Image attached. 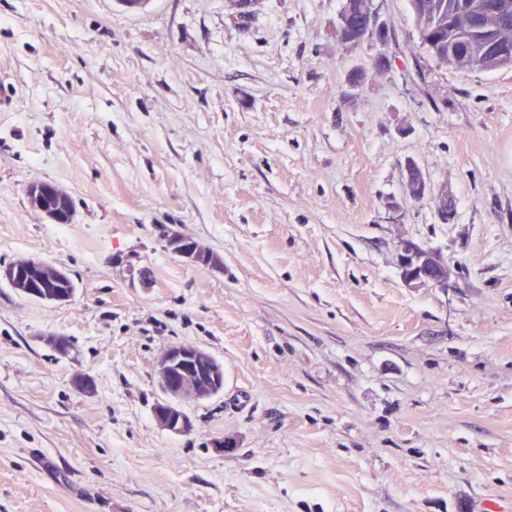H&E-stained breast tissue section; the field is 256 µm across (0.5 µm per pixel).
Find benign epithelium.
<instances>
[{
  "mask_svg": "<svg viewBox=\"0 0 512 512\" xmlns=\"http://www.w3.org/2000/svg\"><path fill=\"white\" fill-rule=\"evenodd\" d=\"M351 13V5L347 2L336 21V36L344 44L376 37L388 30V25L375 14L366 21L363 29H352L348 25ZM408 180L413 198H423L428 191V183L414 163L408 164ZM27 194L35 202L37 210L52 223L70 222L71 210L46 212L42 207L43 198L54 196L65 199L68 197L66 191L48 182H34L27 187ZM167 246L190 263L220 266L219 259L211 251L178 234L168 238ZM402 275L405 282L414 288L423 285L446 288L451 267L435 253L405 243L402 245ZM66 276L64 270L53 264L28 259L17 260L0 270V278L7 281L10 287L29 299L45 304L69 300L68 296L47 288L49 283ZM156 373L167 399L155 405L153 417L161 429L174 434L186 433L191 429L190 418L181 401L205 400L224 388V365L204 349L192 344H181L165 350L158 359Z\"/></svg>",
  "mask_w": 512,
  "mask_h": 512,
  "instance_id": "7a95c632",
  "label": "benign epithelium"
}]
</instances>
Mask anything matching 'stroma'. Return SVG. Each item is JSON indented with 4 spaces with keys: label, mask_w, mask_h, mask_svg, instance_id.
<instances>
[{
    "label": "stroma",
    "mask_w": 512,
    "mask_h": 512,
    "mask_svg": "<svg viewBox=\"0 0 512 512\" xmlns=\"http://www.w3.org/2000/svg\"><path fill=\"white\" fill-rule=\"evenodd\" d=\"M344 3L0 0V267L76 285L0 281V512H512V67L441 64L409 0L347 49ZM180 344L224 364L187 434L153 419ZM351 13V5L349 0H347L336 21V36H338L343 44L350 45L366 37H378L379 34H383L388 30V25L385 22H381L374 12L372 17L366 21L364 28L362 27L363 30H359V28L350 29L348 20ZM358 44L359 42L350 49L355 48ZM26 192L35 202L37 210L41 212L49 221L54 224H68L70 222L72 217V211L70 209H64L63 211L59 212H46L42 207L44 197L54 196L60 199H65L69 196L66 191L48 182H34L27 187ZM44 204L45 207L49 209H62L67 206L73 207V201L71 197H68L64 201H59L54 198H46L44 200ZM167 246L190 263L210 265L212 267L220 266L219 259L211 251L178 234H172L168 238ZM401 250L402 275L408 285L448 287L451 267L447 261L412 243H404ZM67 273L61 268L43 261L20 259L13 265L0 270L1 281L6 280L11 288L20 291L25 297L45 304L68 301L70 297L46 286L66 278Z\"/></svg>",
    "instance_id": "obj_1"
}]
</instances>
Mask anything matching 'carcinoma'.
Returning a JSON list of instances; mask_svg holds the SVG:
<instances>
[{"instance_id":"cac0c4a2","label":"carcinoma","mask_w":512,"mask_h":512,"mask_svg":"<svg viewBox=\"0 0 512 512\" xmlns=\"http://www.w3.org/2000/svg\"><path fill=\"white\" fill-rule=\"evenodd\" d=\"M494 0H410L422 42L442 63L463 71H488L500 67L488 56L479 42L473 43L467 55L448 58V44L482 25L492 31L498 48L508 55L512 66V21L504 22L489 8L474 10L475 2Z\"/></svg>"}]
</instances>
